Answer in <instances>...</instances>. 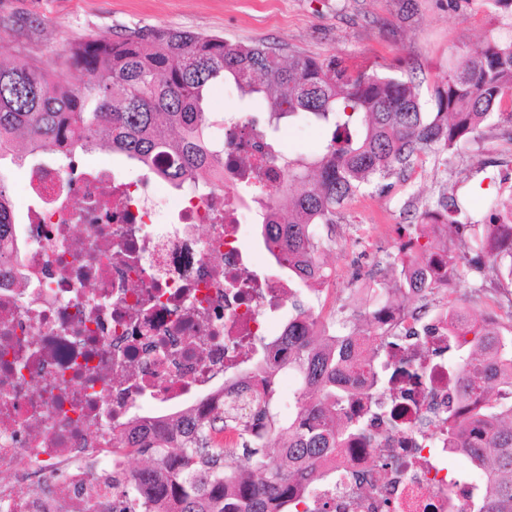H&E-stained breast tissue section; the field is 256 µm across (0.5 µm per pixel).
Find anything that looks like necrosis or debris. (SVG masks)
I'll return each mask as SVG.
<instances>
[{
	"label": "necrosis or debris",
	"mask_w": 512,
	"mask_h": 512,
	"mask_svg": "<svg viewBox=\"0 0 512 512\" xmlns=\"http://www.w3.org/2000/svg\"><path fill=\"white\" fill-rule=\"evenodd\" d=\"M251 127L241 115L225 126L224 162L202 193H162L151 175L108 166L31 168L11 227L17 260L0 271V474L14 476L0 481V512L133 507L137 487L119 497L107 481L126 469L127 423L177 416L287 360L291 296L314 304L328 281L253 266V254L277 255L246 233L279 177ZM441 230L400 237L403 271L426 287L414 306L375 302L377 331L395 341L345 383L347 413L370 436L323 457L306 487L312 512H462L474 490L448 471L460 406L448 360L474 335L448 320L445 255L430 247Z\"/></svg>",
	"instance_id": "obj_1"
}]
</instances>
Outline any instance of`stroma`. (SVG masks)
Instances as JSON below:
<instances>
[{
    "instance_id": "stroma-1",
    "label": "stroma",
    "mask_w": 512,
    "mask_h": 512,
    "mask_svg": "<svg viewBox=\"0 0 512 512\" xmlns=\"http://www.w3.org/2000/svg\"><path fill=\"white\" fill-rule=\"evenodd\" d=\"M139 27L218 35L245 45L271 43L321 59L364 60L381 70L405 62L426 89L469 49L497 33L499 20L479 0H0V55L50 65L75 41H109ZM206 109L216 120L211 133L219 138L225 112H257L261 106L242 100L225 83L212 86ZM508 167L512 125L503 123L462 152L424 158L408 179L392 177L391 188L372 186L345 203L328 232L323 258L347 316L365 325L366 303L351 296L354 279L392 283L389 262L398 231L441 187H455L477 216ZM448 292L454 304L481 319L501 289L467 275L453 279Z\"/></svg>"
}]
</instances>
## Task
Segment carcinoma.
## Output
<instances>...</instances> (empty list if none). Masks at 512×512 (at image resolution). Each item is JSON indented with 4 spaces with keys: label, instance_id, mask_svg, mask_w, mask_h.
Masks as SVG:
<instances>
[{
    "label": "carcinoma",
    "instance_id": "carcinoma-1",
    "mask_svg": "<svg viewBox=\"0 0 512 512\" xmlns=\"http://www.w3.org/2000/svg\"><path fill=\"white\" fill-rule=\"evenodd\" d=\"M512 26V0H482ZM59 65L24 58L0 60V160L21 162L33 153L56 156L72 167L76 152L107 149L139 164L168 159L163 179L175 188L202 180L224 160V140L210 133L205 102L210 87L229 83L243 95L268 102L260 136L274 142L284 119L300 118L326 128L315 156L272 157L280 171L275 192L262 203L278 207L289 198L288 222L266 223L262 235L285 249L288 271L306 282L319 271L324 241L313 224H336L338 210L370 185L414 171L427 154L454 152L488 126L512 123V37L491 36L467 52L428 89L402 68L382 73L371 64L342 57L316 59L284 54L264 44H233L223 37L169 28H138L104 42L72 45ZM0 186V239L12 215ZM462 202L443 189L419 213L418 223L448 225L459 244L448 250V277L491 267L512 285V206L492 197L481 220H459ZM356 332L338 321L331 342L288 329V367L297 369L315 398L299 401L285 423L269 382L248 392L240 387L201 413L130 430V453L147 466L132 473L146 486L131 512H309L294 489L313 475L312 463L348 437L343 419L348 392L344 374L371 365L352 361L343 344ZM465 357L454 382L472 404L466 414H448V451L486 477L469 512H512V328H486ZM229 427L240 444L224 447L217 434Z\"/></svg>",
    "mask_w": 512,
    "mask_h": 512
}]
</instances>
